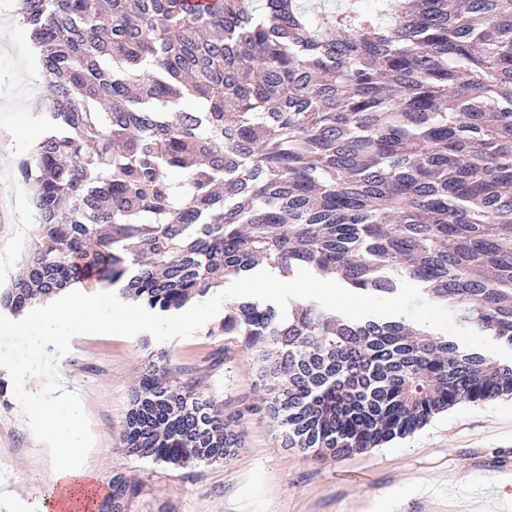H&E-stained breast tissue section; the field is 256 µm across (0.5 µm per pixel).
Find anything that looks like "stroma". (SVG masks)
<instances>
[{
  "label": "stroma",
  "instance_id": "obj_1",
  "mask_svg": "<svg viewBox=\"0 0 512 512\" xmlns=\"http://www.w3.org/2000/svg\"><path fill=\"white\" fill-rule=\"evenodd\" d=\"M15 0H0V254L13 266L0 267V289L22 270L37 236L35 209L17 163L29 149L24 138L43 135L47 110L42 80L28 61L29 37L18 24ZM270 269L248 279L233 278L224 290L196 303L193 316L149 314L125 301L112 317L127 330L82 337L69 348L46 342L41 354H59L70 387L85 404L92 447L90 463L101 482L124 474L137 488L124 512H512V396L493 405H456L425 427L380 448L347 456L311 457L285 447L261 412L264 392L258 363L237 336L209 335L237 297L322 305L356 317L389 316L394 306L431 333L480 347L495 361L512 362V346L459 328L444 304H430L420 285L400 279L391 297L338 290L324 299L323 275L296 271L289 290L267 292ZM169 353L170 375L191 382L196 392L239 416L242 441L221 463L177 467L137 458L122 449L132 394L151 351ZM25 388L9 384L0 398V491L13 492L0 512H42L41 491L49 485L50 448L55 435L37 428Z\"/></svg>",
  "mask_w": 512,
  "mask_h": 512
}]
</instances>
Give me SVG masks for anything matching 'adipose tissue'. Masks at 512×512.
<instances>
[{
    "label": "adipose tissue",
    "mask_w": 512,
    "mask_h": 512,
    "mask_svg": "<svg viewBox=\"0 0 512 512\" xmlns=\"http://www.w3.org/2000/svg\"><path fill=\"white\" fill-rule=\"evenodd\" d=\"M103 304L99 291L75 287L57 306L37 312V333L16 335L21 363L13 371L14 379L29 390L30 413L59 437L50 487L60 512H86L95 505L99 477L88 466L83 448L84 404L72 401L59 360L50 355L36 358L32 352L49 339L59 347H69L74 336L91 328L111 333L115 324L111 317L102 316Z\"/></svg>",
    "instance_id": "1"
}]
</instances>
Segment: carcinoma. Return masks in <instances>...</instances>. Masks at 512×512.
Listing matches in <instances>:
<instances>
[{"label":"carcinoma","mask_w":512,"mask_h":512,"mask_svg":"<svg viewBox=\"0 0 512 512\" xmlns=\"http://www.w3.org/2000/svg\"><path fill=\"white\" fill-rule=\"evenodd\" d=\"M18 2L54 131L18 162L38 240L1 308L92 280L179 311L265 264L383 297L407 277L512 346V0ZM216 333L256 353L285 445L319 456L512 396V364L404 317L241 296ZM167 373L151 353L126 454L233 456L239 418ZM110 488L98 512H123L135 486Z\"/></svg>","instance_id":"obj_1"}]
</instances>
